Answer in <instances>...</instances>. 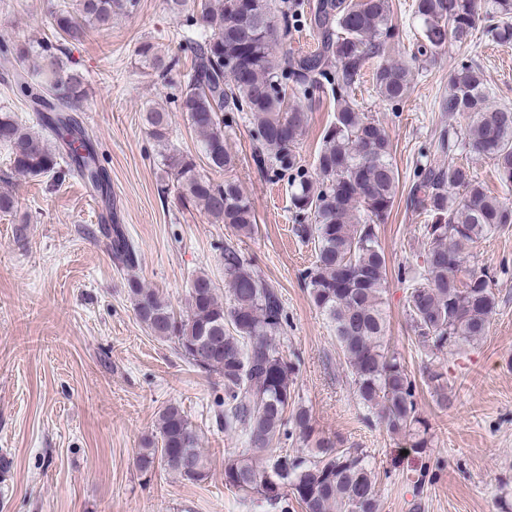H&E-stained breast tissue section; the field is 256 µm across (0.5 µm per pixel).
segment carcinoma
Wrapping results in <instances>:
<instances>
[{
  "mask_svg": "<svg viewBox=\"0 0 512 512\" xmlns=\"http://www.w3.org/2000/svg\"><path fill=\"white\" fill-rule=\"evenodd\" d=\"M183 18L187 31L178 49L191 59L177 84L175 102L199 138L200 156L171 146L169 113L147 112L150 136L166 148L167 181L185 208L204 212L236 237L257 228L252 203L231 178L216 183L200 171H230L236 157L224 130L241 116L253 125L254 161L288 176L293 232L314 243L316 260L304 271L310 299L333 326L338 347L352 376L364 420L381 425L401 440V449L427 452L430 423L420 411L425 385L435 405L448 408L447 373L440 356L486 336L495 313L494 275L469 263L468 249L512 224V202L488 194L469 164L455 150L493 162L501 181L512 184V107L489 104L482 70L464 63L448 74V95L440 109L452 117L472 114L463 130L442 129L437 150L444 160L417 173L410 193L416 207L432 217L423 225L422 264L403 265L405 311L426 350L421 378L384 343L387 318L383 294L387 259L378 241L399 188L391 136L382 122L368 117L352 97L372 59L376 95L398 102L411 86L413 64L434 58L449 42L469 43L478 31V0H414L420 39L410 60L385 58L398 33L391 0H319L314 17L296 0H165ZM500 19L487 33L512 43V0H494ZM136 0H50L51 37L34 48L0 42V67L14 70L22 96L47 133L40 145L17 116L0 109V146L9 154L10 174L45 176L57 183L68 177L106 194L109 176L98 144L69 112L88 98L83 74L70 60L67 45L84 42L94 27L126 16ZM310 23L317 49L306 55L274 45ZM36 54L37 64L17 63ZM142 64L164 81L179 63L142 43ZM236 64L234 71L227 63ZM330 88L334 120L322 134L314 171L303 168L298 145L308 112L288 105V94L310 99ZM102 231L116 267L132 271L139 249L117 217ZM224 283L229 301L220 299L214 281L202 273L192 280L189 313L177 316L158 292L135 277L127 280L139 320L154 335L173 341L179 353L204 372L224 377V432L240 435L244 446L224 459V485L240 499L258 500L278 512H379L378 471L362 448L316 433L309 411L296 401L300 359L281 349L288 325L280 289L258 272L238 245L224 243ZM158 441L137 459L143 472L160 466L194 484L207 476L198 436L176 405L159 416ZM307 445L305 454L285 448L288 440Z\"/></svg>",
  "mask_w": 512,
  "mask_h": 512,
  "instance_id": "cac0c4a2",
  "label": "carcinoma"
}]
</instances>
